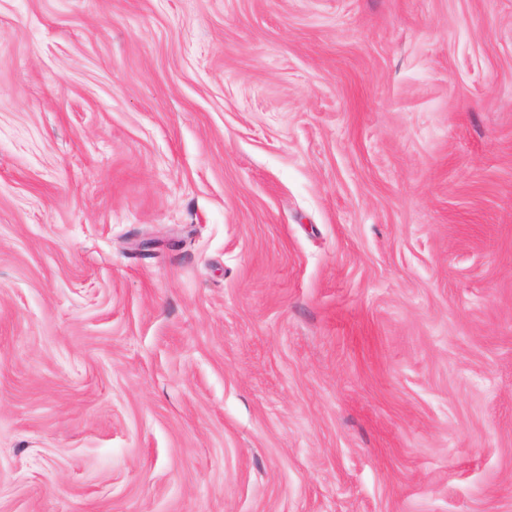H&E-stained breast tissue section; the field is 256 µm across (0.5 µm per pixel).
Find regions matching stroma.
I'll return each instance as SVG.
<instances>
[{
	"mask_svg": "<svg viewBox=\"0 0 512 512\" xmlns=\"http://www.w3.org/2000/svg\"><path fill=\"white\" fill-rule=\"evenodd\" d=\"M0 512H512V0H0Z\"/></svg>",
	"mask_w": 512,
	"mask_h": 512,
	"instance_id": "obj_1",
	"label": "stroma"
}]
</instances>
